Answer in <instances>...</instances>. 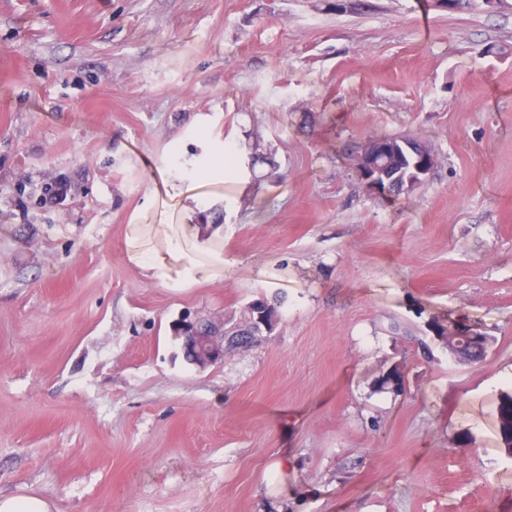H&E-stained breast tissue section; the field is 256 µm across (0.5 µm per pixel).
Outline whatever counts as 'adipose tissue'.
Returning <instances> with one entry per match:
<instances>
[{"label": "adipose tissue", "instance_id": "adipose-tissue-1", "mask_svg": "<svg viewBox=\"0 0 512 512\" xmlns=\"http://www.w3.org/2000/svg\"><path fill=\"white\" fill-rule=\"evenodd\" d=\"M195 234V225H182L180 236L168 239L164 248L158 249L148 247L141 225H130L126 242L127 259L163 282L189 285L200 279L214 277L223 266L224 257L217 252L213 255L212 263L193 261L185 252L184 244Z\"/></svg>", "mask_w": 512, "mask_h": 512}]
</instances>
